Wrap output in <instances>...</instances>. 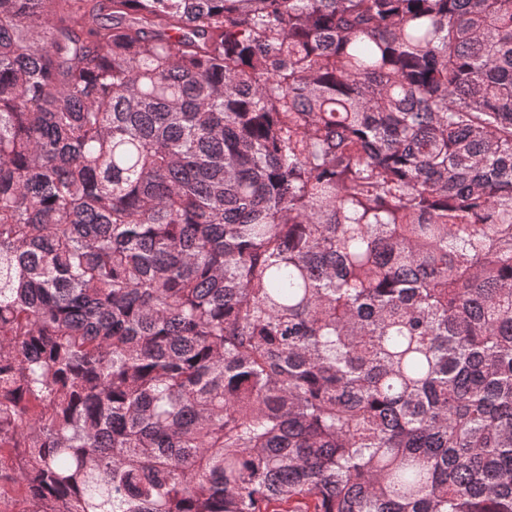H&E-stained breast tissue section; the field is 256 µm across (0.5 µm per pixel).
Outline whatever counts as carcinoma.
<instances>
[{
  "mask_svg": "<svg viewBox=\"0 0 512 512\" xmlns=\"http://www.w3.org/2000/svg\"><path fill=\"white\" fill-rule=\"evenodd\" d=\"M0 498L512 512V0H0Z\"/></svg>",
  "mask_w": 512,
  "mask_h": 512,
  "instance_id": "cac0c4a2",
  "label": "carcinoma"
}]
</instances>
